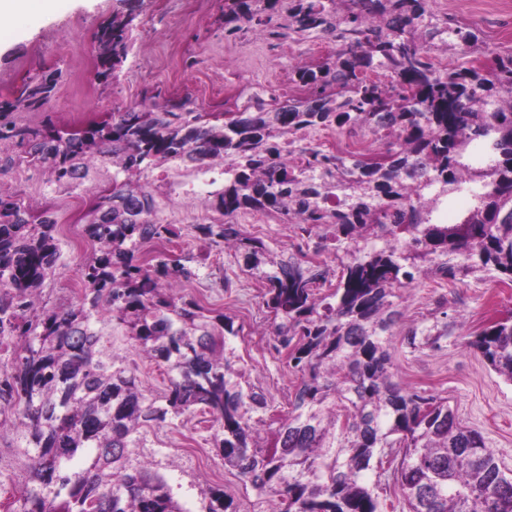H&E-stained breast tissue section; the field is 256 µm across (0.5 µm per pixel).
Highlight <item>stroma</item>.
I'll return each instance as SVG.
<instances>
[{
	"mask_svg": "<svg viewBox=\"0 0 512 512\" xmlns=\"http://www.w3.org/2000/svg\"><path fill=\"white\" fill-rule=\"evenodd\" d=\"M231 0H54L48 9H35L17 18L0 38V101L17 97L30 79H54L55 91L38 109H21L7 118L19 125L39 127L53 122L69 130L109 119L131 107L151 109L153 103L190 100L194 111L211 115L241 110L255 95L286 100L301 95L291 80L295 67L314 65L332 55V38H296L283 42L262 26L227 33L224 13ZM432 10L478 25L480 40L500 52L512 51V0H429ZM133 14L129 53L118 76L96 75L95 33L115 15ZM110 164L94 161L77 189L55 187L45 169L21 164L0 175V190L17 195L33 210L50 208L60 225L61 269L48 281L42 301L65 307L77 300L80 265L93 248L82 228L93 193L111 189ZM162 205L161 217L176 225L181 236L162 249L209 252L197 279L184 285L205 306L223 310L240 336L233 343L245 360L248 381L267 396L274 415L285 414L298 383L285 355L269 345V321L262 308V285L243 270L242 258L198 239L197 224H221L225 218L210 202L211 192L223 188L224 167L214 164L200 171L157 166L143 175ZM237 223L253 236L293 247L290 224L277 215L238 214ZM231 287H224L223 278ZM405 324L436 322L448 325L451 335L439 350H412L396 328L391 352L399 380L419 392L446 397L462 425L479 431L488 448L512 470V384L506 383L467 342L484 327L512 313V285L489 276L478 281L459 277L444 285L424 281L403 295ZM113 351L139 368L149 394L168 384L164 366L147 359L123 340L112 339ZM16 437L0 430V512L24 483V465L14 454ZM133 462L147 464L166 480L184 512H206L212 495H223L233 512H260L255 492L236 473L225 470L209 432L194 418L148 429L143 447L133 449Z\"/></svg>",
	"mask_w": 512,
	"mask_h": 512,
	"instance_id": "35a3bbf8",
	"label": "stroma"
}]
</instances>
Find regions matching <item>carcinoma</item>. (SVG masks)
Here are the masks:
<instances>
[{
  "instance_id": "carcinoma-1",
  "label": "carcinoma",
  "mask_w": 512,
  "mask_h": 512,
  "mask_svg": "<svg viewBox=\"0 0 512 512\" xmlns=\"http://www.w3.org/2000/svg\"><path fill=\"white\" fill-rule=\"evenodd\" d=\"M277 4L232 0L225 23L266 25ZM288 19L283 38L329 35L336 51L296 67L293 81L310 95L273 110L256 95L222 119L184 100L75 131L0 124V140L26 148L23 161L48 169L59 189L77 187L95 157L113 167L112 190L95 196L89 213L98 217L83 228L97 250L66 309L40 304L60 257L53 212L35 215L0 191V414L11 415L27 460L10 512H183L162 475L132 464L131 449L146 428L197 410L209 415L224 468L269 512H382L373 470L392 478L409 512H512V471L447 399L397 380L390 352L400 290L476 273L512 282V52L487 46L488 67H434L432 48L465 58L475 35L440 20L429 0H288ZM131 23L100 25L98 76H116ZM53 89L52 79L34 78L0 112L41 107ZM325 129L371 138L380 150H329L317 138ZM217 161L216 209L276 213L305 240L287 255L239 224L193 226L262 281L272 349L300 374L288 412L264 436L257 424L268 399L228 341L240 329L177 291L198 276L204 254L145 250L177 231L134 178L160 163ZM455 199L468 209L449 224L443 213ZM323 252L338 269L308 259ZM104 309L166 364L161 396L147 395L136 369L106 351ZM448 337V324L421 322L404 341L438 350ZM468 345L512 382V314Z\"/></svg>"
}]
</instances>
